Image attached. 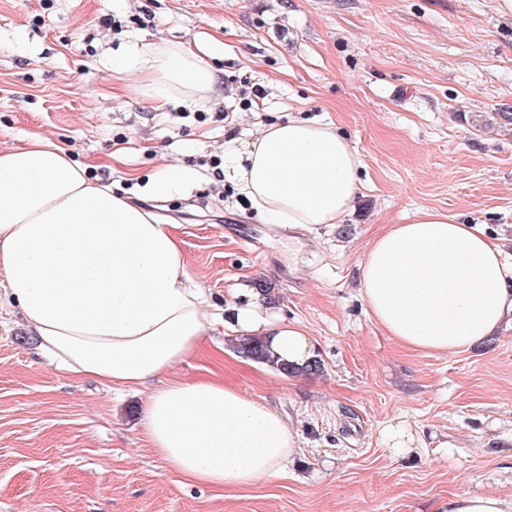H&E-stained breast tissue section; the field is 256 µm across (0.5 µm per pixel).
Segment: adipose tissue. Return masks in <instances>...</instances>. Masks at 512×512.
I'll list each match as a JSON object with an SVG mask.
<instances>
[{"mask_svg": "<svg viewBox=\"0 0 512 512\" xmlns=\"http://www.w3.org/2000/svg\"><path fill=\"white\" fill-rule=\"evenodd\" d=\"M157 111L219 95L220 72L185 42L136 45L112 61ZM363 162L332 125L291 118L230 143L224 175L264 223L315 229L356 206ZM0 281L58 368L145 388V435L175 474L239 488L286 470L298 441L262 402L217 380L169 379L213 326L178 239L146 207L89 179L55 140L0 150ZM372 318L408 348L455 355L512 325V267L478 225L431 210L380 233L361 264ZM232 329L288 363L314 354L300 327L239 285Z\"/></svg>", "mask_w": 512, "mask_h": 512, "instance_id": "1", "label": "adipose tissue"}]
</instances>
